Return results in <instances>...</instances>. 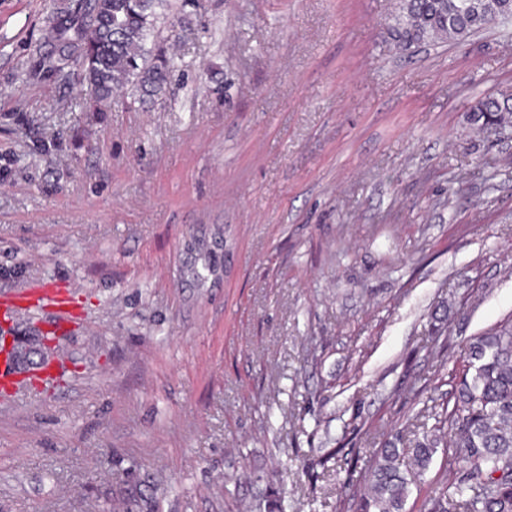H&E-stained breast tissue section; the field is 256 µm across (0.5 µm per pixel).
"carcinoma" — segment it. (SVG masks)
<instances>
[{
	"mask_svg": "<svg viewBox=\"0 0 512 512\" xmlns=\"http://www.w3.org/2000/svg\"><path fill=\"white\" fill-rule=\"evenodd\" d=\"M163 0H57L44 29V52L29 76L74 77L98 108L127 91L162 94L171 59L149 45ZM512 24V0H399L387 26L394 47L435 40L463 42L491 23ZM475 121L507 126L512 94L489 95L470 109ZM187 268L198 284L224 267L221 248L192 246ZM454 374L453 405L424 414L409 447L381 448L366 460L367 482L353 495L355 512H404L410 486L432 465L437 435L448 434L442 488L423 512H512V316L470 342Z\"/></svg>",
	"mask_w": 512,
	"mask_h": 512,
	"instance_id": "cac0c4a2",
	"label": "carcinoma"
}]
</instances>
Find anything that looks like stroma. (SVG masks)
Here are the masks:
<instances>
[{"label": "stroma", "mask_w": 512, "mask_h": 512, "mask_svg": "<svg viewBox=\"0 0 512 512\" xmlns=\"http://www.w3.org/2000/svg\"><path fill=\"white\" fill-rule=\"evenodd\" d=\"M397 5L165 0V96L92 112L29 76L50 0H0V295L79 314L63 380L0 396V512H353L447 401L512 314V127L470 114L512 93V30L403 52ZM216 244L215 248L207 245L192 246L195 256L187 268L191 278L198 284H203L209 278L224 267L225 256L222 248ZM45 310L53 311L60 323H68L73 317L68 297L55 288H39L33 291L29 297L23 299V303L7 308L3 317L5 322H10L12 315H30Z\"/></svg>", "instance_id": "stroma-1"}]
</instances>
